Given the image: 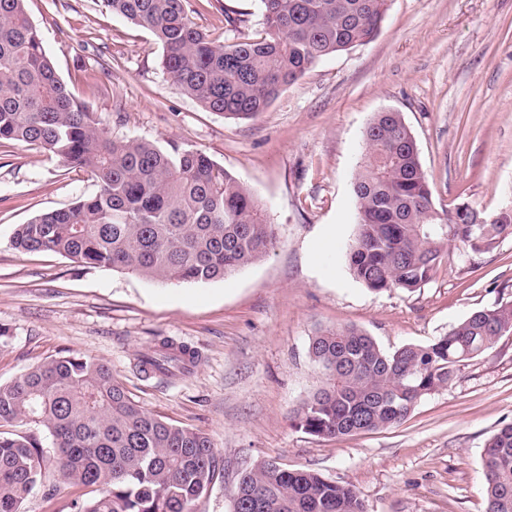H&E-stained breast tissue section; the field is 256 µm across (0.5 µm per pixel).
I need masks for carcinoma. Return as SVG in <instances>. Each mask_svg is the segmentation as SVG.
<instances>
[{"mask_svg":"<svg viewBox=\"0 0 512 512\" xmlns=\"http://www.w3.org/2000/svg\"><path fill=\"white\" fill-rule=\"evenodd\" d=\"M26 0H0V142L37 146L91 175L97 191L39 213L14 230L22 253L52 252L162 283L207 282L263 257L274 230L256 195L204 152L114 140L97 113L67 91L29 19ZM267 31L217 46L186 18L185 0H104L149 29L162 67L184 94L226 118L249 120L322 58L370 41L387 0H261ZM365 162L354 180V279L372 291L412 292L431 280L448 241L487 251L512 235L485 212H438L416 140L400 113L368 123ZM512 331V301L473 312L428 346L383 350L353 327L319 330L310 359L323 385L294 413L304 432L340 439L401 423L424 396ZM163 375L177 359L154 351ZM0 423L46 428L60 478L88 490L74 512H192L217 471L206 434L136 404L96 358L65 355L0 383ZM487 512H512V423L486 441ZM50 478L33 435L0 432V512H20ZM232 512H366L348 486L310 470L264 461L239 474Z\"/></svg>","mask_w":512,"mask_h":512,"instance_id":"carcinoma-1","label":"carcinoma"}]
</instances>
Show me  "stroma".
Here are the masks:
<instances>
[{"mask_svg": "<svg viewBox=\"0 0 512 512\" xmlns=\"http://www.w3.org/2000/svg\"><path fill=\"white\" fill-rule=\"evenodd\" d=\"M26 7L67 90L112 139L202 150L258 195L276 240L199 283L18 253L16 225L96 185L41 148L0 142V383L66 351L107 362L145 410L211 438L219 469L194 512H230L238 474L266 460L353 487L368 512H485L484 445L512 422L510 333L397 426L334 439L291 417L323 381L308 355L316 331L349 325L388 351L426 346L512 301V235L482 253L449 243L411 292L371 291L347 261L363 132L378 112L411 129L437 210H512V0H387L372 40L324 57L252 120L183 94L154 35L102 0ZM186 11L219 44L265 34L260 0H187ZM166 339L195 352L190 372H142V355ZM79 494L53 478L22 512H73Z\"/></svg>", "mask_w": 512, "mask_h": 512, "instance_id": "1", "label": "stroma"}]
</instances>
